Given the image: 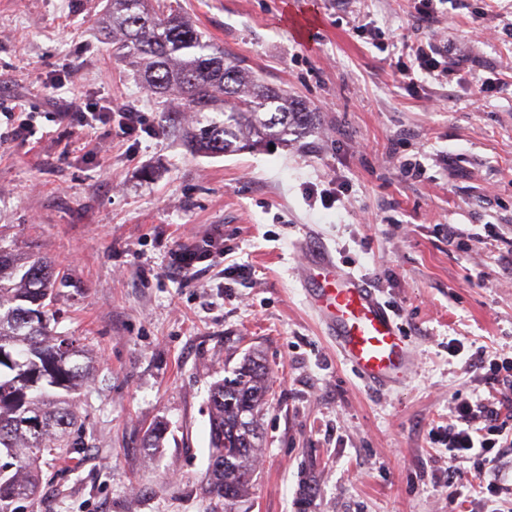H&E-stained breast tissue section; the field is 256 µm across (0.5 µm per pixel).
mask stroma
Masks as SVG:
<instances>
[{"label": "stroma", "instance_id": "obj_1", "mask_svg": "<svg viewBox=\"0 0 512 512\" xmlns=\"http://www.w3.org/2000/svg\"><path fill=\"white\" fill-rule=\"evenodd\" d=\"M106 0H0V242L50 257L54 330L96 360L82 444L43 468L33 512H221L202 491L211 385L256 352L270 400L239 512H512V456L448 490L436 443L456 395L486 397L478 348L512 354V0H172L206 40L318 114L312 131L224 155L185 140L93 27ZM438 37L451 74L410 67ZM73 73L62 89L47 77ZM111 99L93 126L66 111ZM146 129L124 133L119 108ZM336 188L335 201L321 193ZM314 241L391 304L418 362L366 389L309 309ZM213 248L206 268L174 251ZM162 447H146L156 421Z\"/></svg>", "mask_w": 512, "mask_h": 512}]
</instances>
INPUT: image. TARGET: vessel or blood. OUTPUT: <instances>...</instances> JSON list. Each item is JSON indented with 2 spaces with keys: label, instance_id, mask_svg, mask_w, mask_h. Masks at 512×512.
<instances>
[{
  "label": "vessel or blood",
  "instance_id": "obj_1",
  "mask_svg": "<svg viewBox=\"0 0 512 512\" xmlns=\"http://www.w3.org/2000/svg\"><path fill=\"white\" fill-rule=\"evenodd\" d=\"M306 298L342 357L376 391L402 384L416 355L395 312L365 278L326 250H303Z\"/></svg>",
  "mask_w": 512,
  "mask_h": 512
}]
</instances>
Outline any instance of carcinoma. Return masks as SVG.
<instances>
[{
	"mask_svg": "<svg viewBox=\"0 0 512 512\" xmlns=\"http://www.w3.org/2000/svg\"><path fill=\"white\" fill-rule=\"evenodd\" d=\"M96 27L150 92L178 93L185 112L224 113L186 134L198 152H236L253 137L283 140L317 122L305 102L260 82L166 0H107ZM56 282L48 258L0 248V512H30L41 462L81 444L79 393L96 366L50 330ZM268 388V368L251 354L210 387L205 492L224 512L252 487Z\"/></svg>",
	"mask_w": 512,
	"mask_h": 512,
	"instance_id": "obj_1",
	"label": "carcinoma"
}]
</instances>
